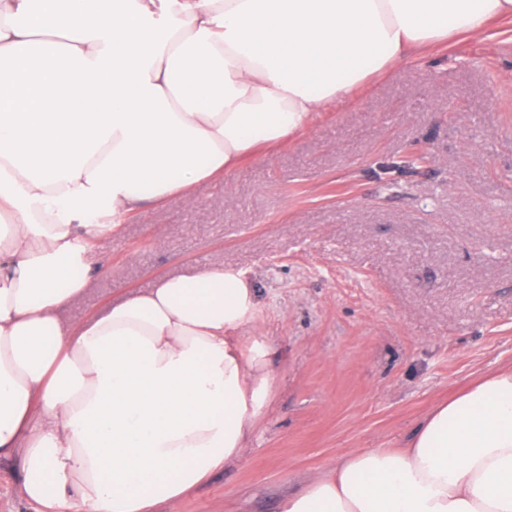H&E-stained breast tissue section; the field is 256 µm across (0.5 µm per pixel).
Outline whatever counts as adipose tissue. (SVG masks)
<instances>
[{
  "label": "adipose tissue",
  "instance_id": "ef3b65f1",
  "mask_svg": "<svg viewBox=\"0 0 512 512\" xmlns=\"http://www.w3.org/2000/svg\"><path fill=\"white\" fill-rule=\"evenodd\" d=\"M505 16L512 0H0V459L28 502L177 506L242 457L270 401L235 268L64 321L111 220L191 202L369 77ZM281 512H512V367L404 447L338 458Z\"/></svg>",
  "mask_w": 512,
  "mask_h": 512
}]
</instances>
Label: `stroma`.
I'll use <instances>...</instances> for the list:
<instances>
[{
    "mask_svg": "<svg viewBox=\"0 0 512 512\" xmlns=\"http://www.w3.org/2000/svg\"><path fill=\"white\" fill-rule=\"evenodd\" d=\"M106 252L111 272L66 321L224 264L253 284L254 334L277 352L242 458L157 512H278L337 457L402 447L436 405L512 366V17L357 86L192 203L145 204ZM0 512H49L2 459Z\"/></svg>",
    "mask_w": 512,
    "mask_h": 512,
    "instance_id": "stroma-1",
    "label": "stroma"
}]
</instances>
